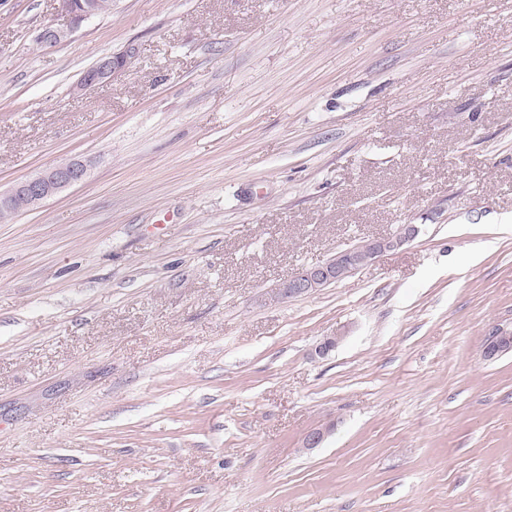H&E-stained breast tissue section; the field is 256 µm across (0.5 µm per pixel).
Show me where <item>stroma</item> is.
<instances>
[{"label": "stroma", "instance_id": "obj_1", "mask_svg": "<svg viewBox=\"0 0 512 512\" xmlns=\"http://www.w3.org/2000/svg\"><path fill=\"white\" fill-rule=\"evenodd\" d=\"M63 22L0 0V191L91 163L0 223V512H512V0ZM132 56V51L126 50L119 54L100 57L89 71L83 73L77 89L88 91L107 85L130 64ZM418 232V225L400 224L397 225L395 231L389 235L373 237L363 241L358 245V252L369 253L376 259L385 252L397 250L408 245L416 238ZM356 268L355 253L350 249L342 250L326 263L299 270L279 286V293L288 298L309 295L342 281ZM512 351V336L507 330L495 328L487 336L485 357L493 358L497 355Z\"/></svg>", "mask_w": 512, "mask_h": 512}]
</instances>
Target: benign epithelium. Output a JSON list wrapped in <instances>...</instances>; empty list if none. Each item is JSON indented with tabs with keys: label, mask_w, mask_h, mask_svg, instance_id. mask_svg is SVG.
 <instances>
[{
	"label": "benign epithelium",
	"mask_w": 512,
	"mask_h": 512,
	"mask_svg": "<svg viewBox=\"0 0 512 512\" xmlns=\"http://www.w3.org/2000/svg\"><path fill=\"white\" fill-rule=\"evenodd\" d=\"M60 12L68 18V25L48 27L39 37L44 46H54L66 41L83 21L99 14L97 0H57ZM132 51L100 57L93 67L84 72L77 85L80 91L104 86L121 73L131 62ZM89 164L71 159L48 166L15 183L7 192L0 193V211L21 212L37 208L44 201L62 190L83 183L88 177ZM416 224H399L395 231L382 237H373L359 244V251L377 258L382 254L400 249L418 235ZM357 268L355 253L342 250L336 257L321 264L305 267L279 286L283 297L293 298L315 293L345 279ZM512 351V333L495 328L487 336L485 357Z\"/></svg>",
	"instance_id": "1"
}]
</instances>
